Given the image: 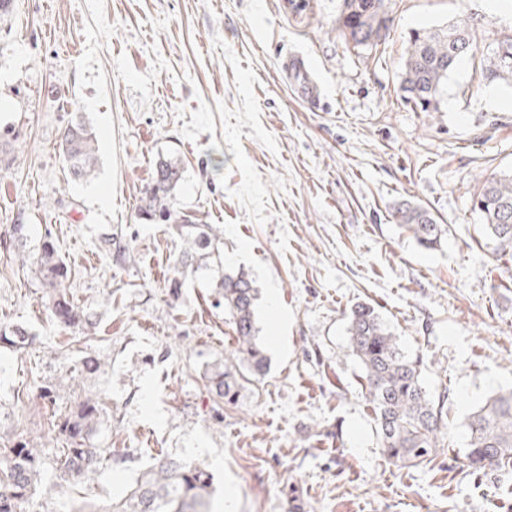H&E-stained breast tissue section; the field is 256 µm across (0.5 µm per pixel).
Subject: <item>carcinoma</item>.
Listing matches in <instances>:
<instances>
[{
    "mask_svg": "<svg viewBox=\"0 0 512 512\" xmlns=\"http://www.w3.org/2000/svg\"><path fill=\"white\" fill-rule=\"evenodd\" d=\"M389 20L384 0H342L337 29L354 45L377 44L373 34ZM466 40L476 46L468 20L459 18L445 26L416 30L409 38L400 90L404 102L421 112L440 111L448 77L464 54H452L454 44ZM485 78L512 85V36L500 40L486 58ZM61 153L70 178L89 181L94 177L98 145L82 117L65 127ZM182 180L181 163L172 157L155 162L154 183L140 212L150 220L175 225L185 248L180 257L182 271L206 269L220 254L221 233L212 224H198L192 216L173 209L174 193ZM474 210L497 241L501 253H512V173L484 180L474 200ZM394 218L413 232L417 241L434 247L447 229L427 210L413 205L397 209ZM98 251L122 265L129 249L123 236L112 234L99 240ZM46 297L52 315L69 327L91 325L90 316L76 306L65 291L68 268L54 245L43 243L22 259ZM217 305L224 306L234 325L238 366L217 363L207 369V391L218 407L235 402L243 372L265 374L268 358L259 340L256 308L260 298L257 280L248 272L224 273L219 278ZM348 348L359 363L381 453L386 460L403 467L432 464L444 448L447 424L443 408L448 396L430 395L422 383L423 357L410 356L385 326L375 308L359 304L351 310ZM0 340L17 350L26 348L34 337L22 327ZM103 416V407L86 396L53 423L67 446L63 470L80 474L96 467L101 449L91 441ZM467 465L475 470L490 465L512 464V390L491 395L468 419ZM41 450L38 444L17 440L0 448V512H18L29 500L40 476ZM213 474L201 465L162 462L143 472L136 486L112 500L107 512H211Z\"/></svg>",
    "mask_w": 512,
    "mask_h": 512,
    "instance_id": "cac0c4a2",
    "label": "carcinoma"
}]
</instances>
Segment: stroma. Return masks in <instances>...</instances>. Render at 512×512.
I'll use <instances>...</instances> for the list:
<instances>
[{
    "instance_id": "obj_1",
    "label": "stroma",
    "mask_w": 512,
    "mask_h": 512,
    "mask_svg": "<svg viewBox=\"0 0 512 512\" xmlns=\"http://www.w3.org/2000/svg\"><path fill=\"white\" fill-rule=\"evenodd\" d=\"M342 0H13L0 15V443L44 454L33 502L105 512L155 458L199 463L236 512H512V466L472 472L468 418L512 388V254L497 252L472 201L512 170V86L483 59L512 35V0H386L385 43L340 36ZM465 16L477 48L449 76L440 111L400 97L412 31ZM299 59L315 85L296 98ZM96 136L93 180L67 178L59 152L71 115ZM180 161L173 208L222 233L225 271L259 282L268 369L214 412L205 371L234 358L217 273H186L170 292L183 240L142 219L158 157ZM409 203L448 231L428 249L391 217ZM53 241L67 292L96 325L59 323L10 239ZM123 235L129 260L97 250ZM379 313L402 348L422 354L424 384L447 392L448 448L426 467L381 454L348 349V315ZM55 383L53 400L37 386ZM106 406L79 475L60 469L48 417L76 399Z\"/></svg>"
}]
</instances>
